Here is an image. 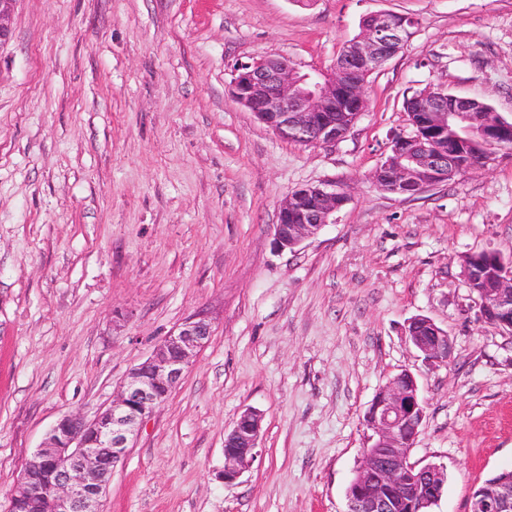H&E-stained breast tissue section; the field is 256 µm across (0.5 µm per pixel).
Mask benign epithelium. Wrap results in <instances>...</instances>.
Wrapping results in <instances>:
<instances>
[{
    "mask_svg": "<svg viewBox=\"0 0 512 512\" xmlns=\"http://www.w3.org/2000/svg\"><path fill=\"white\" fill-rule=\"evenodd\" d=\"M414 25L413 18L401 14L368 15L359 34L347 43V58L313 74L299 73L284 59L260 56L236 70L231 95L283 139L334 144L367 110L364 78L400 51ZM338 100L351 103L352 121H336ZM455 122L467 124L466 130L477 133L486 147L512 141V119L489 104L442 88L423 89L413 98V130L393 137L390 154L373 173L377 188L414 195L463 173L458 154L444 147L448 125ZM347 201V190L329 182L289 193L279 207L276 245L292 250L316 236ZM461 267L468 287L478 293L479 318L512 333V260L501 261L491 271L467 254ZM211 335L208 316L194 314L130 371L112 402L93 419L71 414L58 420L27 462L6 512H35L45 502L52 512H102V498L115 468L133 447L137 426L167 401ZM408 340L427 360L445 363L451 356L448 333L428 317L409 322ZM425 409L417 380L407 370L379 389L365 416L372 431L370 445L363 449L360 468L348 487L347 512H393L398 502L411 512H430L442 495L445 469L409 461ZM262 420V413L248 408L224 437V482L236 481L250 468ZM469 512H512V477L499 481L492 494L474 490Z\"/></svg>",
    "mask_w": 512,
    "mask_h": 512,
    "instance_id": "obj_1",
    "label": "benign epithelium"
}]
</instances>
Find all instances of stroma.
<instances>
[{"instance_id":"35a3bbf8","label":"stroma","mask_w":512,"mask_h":512,"mask_svg":"<svg viewBox=\"0 0 512 512\" xmlns=\"http://www.w3.org/2000/svg\"><path fill=\"white\" fill-rule=\"evenodd\" d=\"M418 25L333 145L279 137L230 93L235 68L331 67L363 16ZM0 44V512L63 416L93 418L190 315L213 333L139 427L103 512H345L378 389L407 370L426 416L411 461L467 512L512 469V335L477 316L463 255L512 258V153L414 195L371 173L442 87L512 117V0H17ZM333 182L313 238L274 244L279 205ZM447 331L433 363L416 316ZM263 415L225 482L224 436ZM424 330L425 334H420ZM408 340L425 359L447 363L452 353V342L448 333L425 316L413 318L409 322ZM263 416L256 409L247 408L236 419L224 437V480L236 481L251 466L254 450L258 448Z\"/></svg>"}]
</instances>
